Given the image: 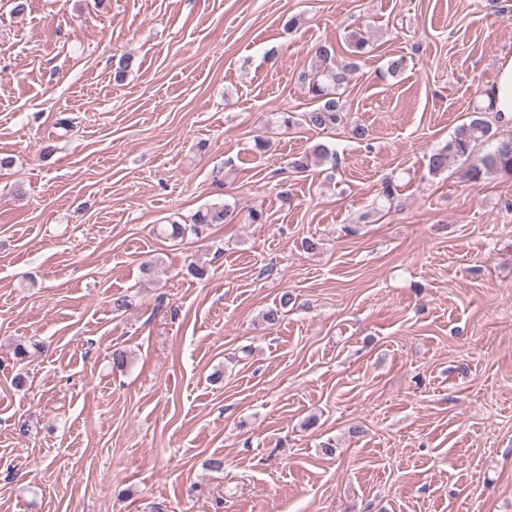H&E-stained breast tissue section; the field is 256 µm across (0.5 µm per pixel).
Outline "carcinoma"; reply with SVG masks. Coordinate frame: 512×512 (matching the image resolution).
<instances>
[{
  "mask_svg": "<svg viewBox=\"0 0 512 512\" xmlns=\"http://www.w3.org/2000/svg\"><path fill=\"white\" fill-rule=\"evenodd\" d=\"M357 63L354 61L336 64V47L330 42L313 48V63L310 72L304 76L305 87L316 107L297 116L291 112L276 113V122L290 129L297 125H307L319 130H332L343 123V107L336 97V90L350 82ZM491 123L482 116L475 115L469 121L459 125L448 143L433 152L428 159V169L432 174L448 168L450 157L469 155L475 144L491 136ZM503 173L512 176V142L503 141L496 149L484 155L479 162L471 166L464 178L477 182L488 173ZM235 209L227 203L214 204L197 213L190 224L173 222L169 236L178 239L186 235L201 236L212 224H227L233 221ZM295 302L290 292L283 293L279 304L263 313V320L275 325L279 322L283 310Z\"/></svg>",
  "mask_w": 512,
  "mask_h": 512,
  "instance_id": "carcinoma-1",
  "label": "carcinoma"
}]
</instances>
